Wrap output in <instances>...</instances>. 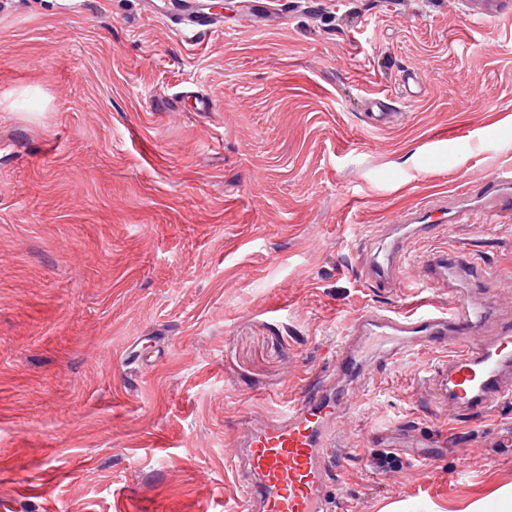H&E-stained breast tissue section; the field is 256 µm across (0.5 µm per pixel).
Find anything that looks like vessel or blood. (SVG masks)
<instances>
[{
    "mask_svg": "<svg viewBox=\"0 0 512 512\" xmlns=\"http://www.w3.org/2000/svg\"><path fill=\"white\" fill-rule=\"evenodd\" d=\"M171 19L188 33L223 28L220 15L204 10L198 0H178ZM475 197L486 216L512 212V168L483 183ZM430 199L403 213L388 226L372 254L365 280L373 288L390 287L411 258L412 238L428 236L459 219ZM421 283L428 288L469 282V296L449 295L444 306L426 305L407 316L369 309L354 319L336 348L331 369L303 392L289 399L281 412L251 425L245 440L247 475H236L246 512H337L332 482L336 425L344 411L337 392L342 380L363 381L379 362L393 363L405 355L427 350L444 352L426 383L437 403L452 404L460 414L492 411L512 399V320L498 317V294L490 273L437 252L418 263ZM496 321L493 334L475 332Z\"/></svg>",
    "mask_w": 512,
    "mask_h": 512,
    "instance_id": "obj_1",
    "label": "vessel or blood"
}]
</instances>
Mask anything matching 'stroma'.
Here are the masks:
<instances>
[{
    "instance_id": "1",
    "label": "stroma",
    "mask_w": 512,
    "mask_h": 512,
    "mask_svg": "<svg viewBox=\"0 0 512 512\" xmlns=\"http://www.w3.org/2000/svg\"><path fill=\"white\" fill-rule=\"evenodd\" d=\"M205 2L189 42L166 0H0V512H238L247 424L353 317L447 304L412 266L368 287L382 226L512 166V0ZM411 249L491 265L512 315V216ZM436 358L344 384L350 512L512 489V405L433 404Z\"/></svg>"
}]
</instances>
